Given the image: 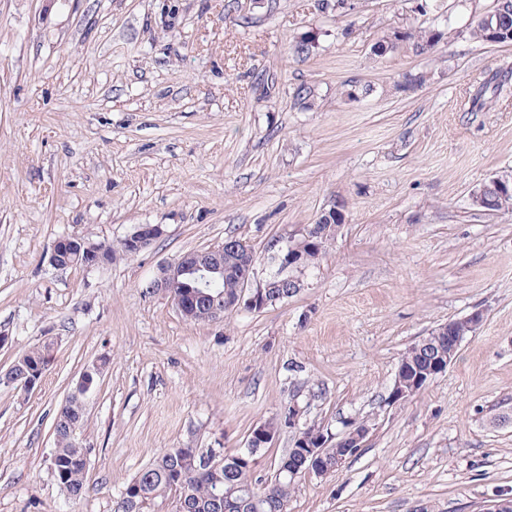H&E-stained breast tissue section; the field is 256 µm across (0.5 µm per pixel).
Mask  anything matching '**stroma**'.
<instances>
[{
    "mask_svg": "<svg viewBox=\"0 0 512 512\" xmlns=\"http://www.w3.org/2000/svg\"><path fill=\"white\" fill-rule=\"evenodd\" d=\"M315 2L0 0V375L54 344L37 388L0 385V512H112L158 455L236 453L292 404L332 437L355 421L369 434L335 474L299 478L288 512L512 497V422L495 421L512 411V213L471 203L512 171V45L465 32L494 0ZM407 26L443 36L375 55ZM309 33L318 49L294 53ZM339 204L281 303L197 323L150 288L185 252L232 235L260 253ZM138 224L164 234L135 256L50 262L59 238L116 246ZM476 310L448 370L389 405L402 354ZM96 362L75 502L50 467L54 420Z\"/></svg>",
    "mask_w": 512,
    "mask_h": 512,
    "instance_id": "35a3bbf8",
    "label": "stroma"
}]
</instances>
